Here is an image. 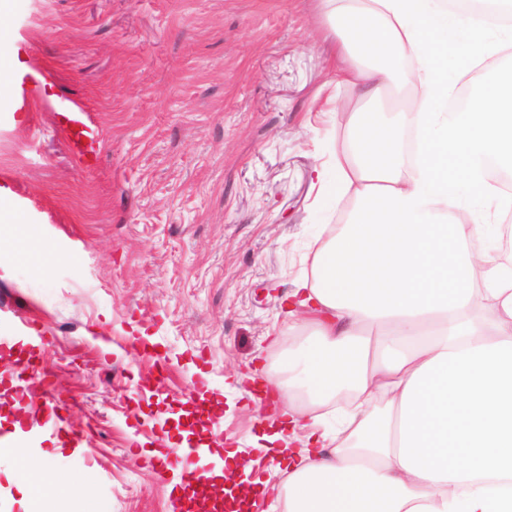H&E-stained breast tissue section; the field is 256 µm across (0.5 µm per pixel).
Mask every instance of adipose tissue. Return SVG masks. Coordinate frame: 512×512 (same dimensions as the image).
Returning a JSON list of instances; mask_svg holds the SVG:
<instances>
[{"label": "adipose tissue", "mask_w": 512, "mask_h": 512, "mask_svg": "<svg viewBox=\"0 0 512 512\" xmlns=\"http://www.w3.org/2000/svg\"><path fill=\"white\" fill-rule=\"evenodd\" d=\"M483 26L448 0H360L336 15L352 62L341 83L375 100L411 87L397 124L345 113L326 195L349 219L324 227L293 292L307 339L276 382L283 422L266 436L287 478L284 512H512V69L456 106L455 88L512 51V0ZM418 160L403 152L405 130ZM335 445L295 431L340 393Z\"/></svg>", "instance_id": "1"}]
</instances>
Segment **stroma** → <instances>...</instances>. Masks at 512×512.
<instances>
[{
  "instance_id": "1",
  "label": "stroma",
  "mask_w": 512,
  "mask_h": 512,
  "mask_svg": "<svg viewBox=\"0 0 512 512\" xmlns=\"http://www.w3.org/2000/svg\"><path fill=\"white\" fill-rule=\"evenodd\" d=\"M0 105V444L41 470L90 479L40 512H184L176 465L234 450L268 482L250 512H280L285 476L263 447L306 337L283 302L320 222L316 168L356 108L326 60L329 14L351 0H11ZM64 112L101 138L69 153ZM28 238L36 262L17 258ZM46 374L32 386L27 364ZM164 448L166 459L149 457Z\"/></svg>"
}]
</instances>
